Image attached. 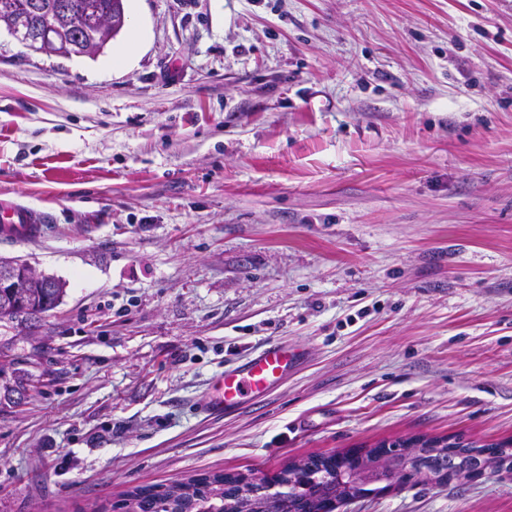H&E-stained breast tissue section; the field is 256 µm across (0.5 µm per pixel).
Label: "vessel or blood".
<instances>
[{"mask_svg":"<svg viewBox=\"0 0 512 512\" xmlns=\"http://www.w3.org/2000/svg\"><path fill=\"white\" fill-rule=\"evenodd\" d=\"M45 212L0 200V228L19 236L39 234ZM302 350L284 343H270L235 367L217 376L211 396L204 403L209 414L236 409L245 401L269 393L300 362Z\"/></svg>","mask_w":512,"mask_h":512,"instance_id":"obj_1","label":"vessel or blood"}]
</instances>
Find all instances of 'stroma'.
I'll list each match as a JSON object with an SVG mask.
<instances>
[{"label":"stroma","instance_id":"1","mask_svg":"<svg viewBox=\"0 0 512 512\" xmlns=\"http://www.w3.org/2000/svg\"><path fill=\"white\" fill-rule=\"evenodd\" d=\"M1 198L49 221L0 258L66 292L37 330L0 322V512L512 443V0H127L94 57L1 27ZM271 341L304 361L203 413ZM337 512H512V478Z\"/></svg>","mask_w":512,"mask_h":512}]
</instances>
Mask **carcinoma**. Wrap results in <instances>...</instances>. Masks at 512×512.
<instances>
[{"label": "carcinoma", "mask_w": 512, "mask_h": 512, "mask_svg": "<svg viewBox=\"0 0 512 512\" xmlns=\"http://www.w3.org/2000/svg\"><path fill=\"white\" fill-rule=\"evenodd\" d=\"M126 0H0V25L15 14L26 17L32 31L53 16L52 30L57 49L69 50V43L81 37L87 44L103 42L102 23L120 17ZM65 289L18 288L12 294L0 292V321L7 319L20 327H32L61 301ZM310 467L304 475L311 482L306 495L296 493L284 477L269 495L253 496L242 505L230 489L224 488V474H205L187 481H174L159 490L150 485L136 488L122 499V512H320L319 506L336 499L331 481L321 477L316 457L306 458Z\"/></svg>", "instance_id": "obj_1"}]
</instances>
